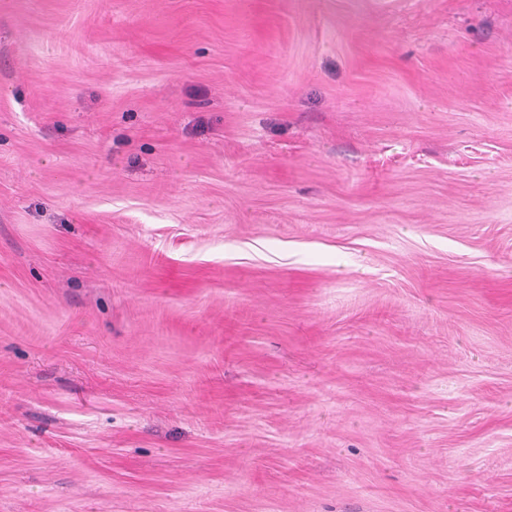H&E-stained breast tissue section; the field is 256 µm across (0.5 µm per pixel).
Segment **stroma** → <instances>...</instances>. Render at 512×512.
I'll return each instance as SVG.
<instances>
[{"label":"stroma","mask_w":512,"mask_h":512,"mask_svg":"<svg viewBox=\"0 0 512 512\" xmlns=\"http://www.w3.org/2000/svg\"><path fill=\"white\" fill-rule=\"evenodd\" d=\"M0 512H512V0H0Z\"/></svg>","instance_id":"1"}]
</instances>
